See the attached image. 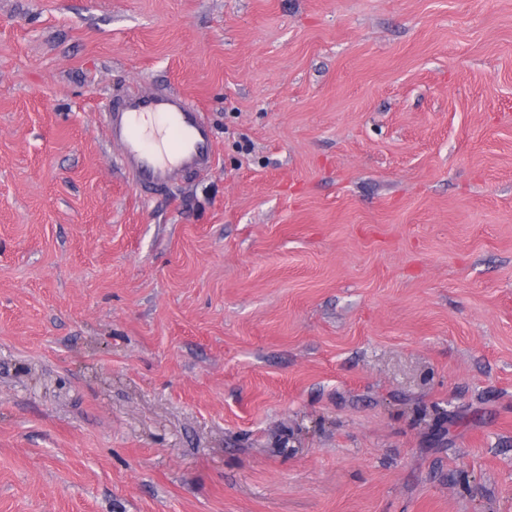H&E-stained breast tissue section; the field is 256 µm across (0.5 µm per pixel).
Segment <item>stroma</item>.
<instances>
[{"mask_svg": "<svg viewBox=\"0 0 512 512\" xmlns=\"http://www.w3.org/2000/svg\"><path fill=\"white\" fill-rule=\"evenodd\" d=\"M0 512H512V0H0ZM108 137L121 150L136 188L155 193L177 176L215 163L214 136L197 105L179 92L134 91L109 102ZM148 116L154 129L142 125Z\"/></svg>", "mask_w": 512, "mask_h": 512, "instance_id": "stroma-1", "label": "stroma"}]
</instances>
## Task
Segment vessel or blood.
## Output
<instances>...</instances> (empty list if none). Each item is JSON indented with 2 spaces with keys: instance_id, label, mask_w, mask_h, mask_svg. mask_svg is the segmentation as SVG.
Returning a JSON list of instances; mask_svg holds the SVG:
<instances>
[{
  "instance_id": "b4317fda",
  "label": "vessel or blood",
  "mask_w": 512,
  "mask_h": 512,
  "mask_svg": "<svg viewBox=\"0 0 512 512\" xmlns=\"http://www.w3.org/2000/svg\"><path fill=\"white\" fill-rule=\"evenodd\" d=\"M107 112L108 137L141 192L151 194L176 177L213 168V133L182 93L128 92L108 104ZM147 117L154 127L143 126Z\"/></svg>"
}]
</instances>
